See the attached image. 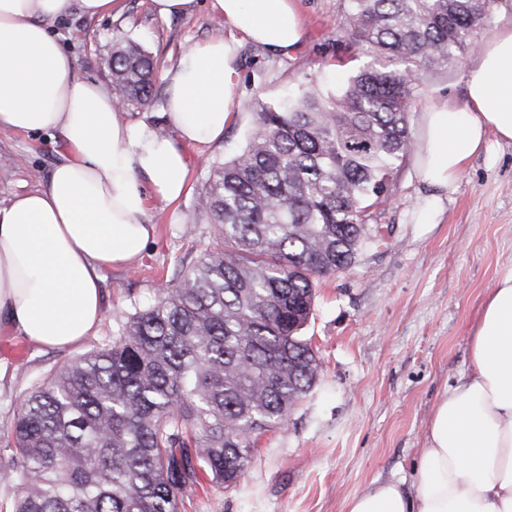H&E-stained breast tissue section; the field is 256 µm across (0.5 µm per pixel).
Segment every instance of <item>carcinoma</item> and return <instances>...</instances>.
I'll list each match as a JSON object with an SVG mask.
<instances>
[{
	"label": "carcinoma",
	"mask_w": 512,
	"mask_h": 512,
	"mask_svg": "<svg viewBox=\"0 0 512 512\" xmlns=\"http://www.w3.org/2000/svg\"><path fill=\"white\" fill-rule=\"evenodd\" d=\"M367 58L336 95L257 103L247 144L214 166L198 209L219 248L112 342L29 386L0 458L14 512H179L237 485L262 434L316 383L304 330L317 280L384 239L372 209L410 151L422 74L461 62L512 0H346ZM112 93L148 104L158 81L137 45L112 51Z\"/></svg>",
	"instance_id": "obj_1"
}]
</instances>
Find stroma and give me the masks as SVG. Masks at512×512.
<instances>
[{
  "label": "stroma",
  "mask_w": 512,
  "mask_h": 512,
  "mask_svg": "<svg viewBox=\"0 0 512 512\" xmlns=\"http://www.w3.org/2000/svg\"><path fill=\"white\" fill-rule=\"evenodd\" d=\"M304 38L288 55L245 42L238 49L234 119L222 139L188 147V193L176 206L151 200L155 234L139 257L104 271L102 323L70 350H47L0 327V437L24 391L67 360L115 336L132 306L153 304L177 284L183 267L215 247L206 214L196 209L211 165L244 148L255 100L274 103L309 86L332 94L364 63L343 37L346 0H296ZM51 30L74 56L79 78L111 88L115 44L133 41L158 72L194 44L225 35L224 20L199 0L189 16L158 17L150 0H119L115 12L90 18L72 8ZM475 52L423 77L408 114L419 135L424 110L463 98ZM59 136L0 131V202L45 181L64 159ZM382 244L349 268L319 279L305 330L320 361L316 384L287 426L257 440L237 486L199 492L179 512H346L348 500L374 480L411 479L432 409L469 366V344L487 293L512 273V142L488 136L453 193H434L416 176L414 157L395 175L388 200L375 208Z\"/></svg>",
  "instance_id": "stroma-1"
}]
</instances>
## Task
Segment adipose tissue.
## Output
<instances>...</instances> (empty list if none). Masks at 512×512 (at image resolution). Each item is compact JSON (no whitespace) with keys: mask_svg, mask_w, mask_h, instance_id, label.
Wrapping results in <instances>:
<instances>
[{"mask_svg":"<svg viewBox=\"0 0 512 512\" xmlns=\"http://www.w3.org/2000/svg\"><path fill=\"white\" fill-rule=\"evenodd\" d=\"M117 0H0V130L61 135L67 155L35 189L0 204V323L61 350L101 322V273L139 256L155 228L150 198L187 191V146L215 141L234 117L241 41L274 54L303 37L294 0H210L228 38L194 46L164 73L168 138L121 117L112 92L79 79L49 24ZM512 142V26L484 42L462 102L427 108L416 168L451 192L488 135ZM347 512H512V275L487 294L470 366L435 404L411 489L370 484Z\"/></svg>","mask_w":512,"mask_h":512,"instance_id":"adipose-tissue-1","label":"adipose tissue"}]
</instances>
